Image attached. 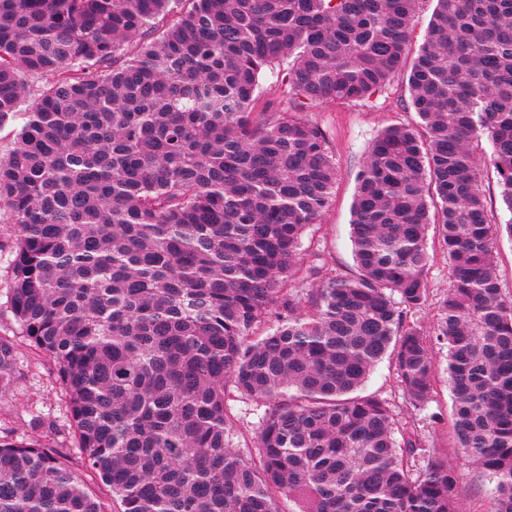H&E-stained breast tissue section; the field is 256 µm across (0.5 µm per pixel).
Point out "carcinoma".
<instances>
[{
	"label": "carcinoma",
	"instance_id": "cac0c4a2",
	"mask_svg": "<svg viewBox=\"0 0 512 512\" xmlns=\"http://www.w3.org/2000/svg\"><path fill=\"white\" fill-rule=\"evenodd\" d=\"M436 2L408 66L419 0H0V126L24 119L0 157L11 305L118 512H455L458 472L420 428L435 341L452 447L495 481L492 512H512V301L495 261L512 223L472 149L490 141L512 212V0ZM283 63L278 108L260 112L259 78ZM404 70L419 123L369 147L357 269L339 275L301 251L337 175L302 112L370 102ZM432 223L449 277L431 336ZM387 354L404 422L357 394ZM15 372L0 340V392ZM230 387L267 406L255 460L227 447ZM0 512L109 510L33 440L0 441ZM476 161L481 171L482 187L487 195L496 200L497 217L501 224H507L512 219V213L499 202V188L497 185V175L494 168L489 163V157L492 152L490 142L486 138L474 144Z\"/></svg>",
	"mask_w": 512,
	"mask_h": 512
}]
</instances>
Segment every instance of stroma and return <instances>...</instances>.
Wrapping results in <instances>:
<instances>
[{
    "instance_id": "obj_1",
    "label": "stroma",
    "mask_w": 512,
    "mask_h": 512,
    "mask_svg": "<svg viewBox=\"0 0 512 512\" xmlns=\"http://www.w3.org/2000/svg\"><path fill=\"white\" fill-rule=\"evenodd\" d=\"M409 92L405 78H397L373 103L336 104L315 107L309 120L325 129L336 162L337 180L331 204L319 223L310 225L302 238L303 252L320 251L332 269L341 275L354 274L356 263L351 241L352 204L370 143L386 127L414 124L415 112L409 108ZM439 231L430 227L428 250L431 266L428 279L431 300L422 315L426 330L436 326L437 304L448 287V265L438 245ZM14 237L6 215H0V338L14 346L17 356L16 374L4 393L0 394V439L5 441L39 440L58 452L70 467L80 469L77 441L68 410V398L60 381L56 364L32 348L16 320L10 303L11 259ZM433 361L439 372L436 395L429 412L441 414L442 423L423 421L422 435L426 445L447 454L458 471L457 506L460 512H489L492 485L457 450L448 443L447 418L452 400L445 373L447 350L434 344ZM363 394L386 400L399 419H407L411 410L406 405L397 380L394 364L383 358L370 372ZM264 404L229 392L226 413L230 422L228 439L232 447H252L254 436L265 414Z\"/></svg>"
}]
</instances>
